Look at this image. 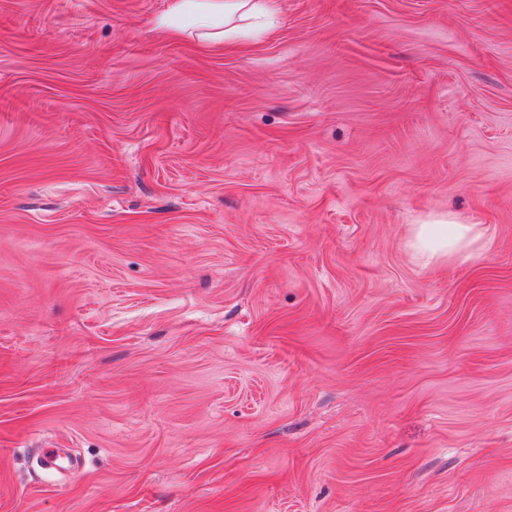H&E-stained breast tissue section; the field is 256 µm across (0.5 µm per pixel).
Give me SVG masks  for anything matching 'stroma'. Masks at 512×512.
<instances>
[{"label": "stroma", "instance_id": "1", "mask_svg": "<svg viewBox=\"0 0 512 512\" xmlns=\"http://www.w3.org/2000/svg\"><path fill=\"white\" fill-rule=\"evenodd\" d=\"M169 5L0 0V512H512V0ZM277 11L276 0H173L157 26L171 34L192 27L208 45L222 46L241 32L240 25L231 23L263 18L272 25ZM486 228L482 224H460L454 216H441L412 225L408 247L423 267L444 262L468 265L481 255Z\"/></svg>", "mask_w": 512, "mask_h": 512}]
</instances>
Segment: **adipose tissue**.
Returning <instances> with one entry per match:
<instances>
[{"instance_id":"ef3b65f1","label":"adipose tissue","mask_w":512,"mask_h":512,"mask_svg":"<svg viewBox=\"0 0 512 512\" xmlns=\"http://www.w3.org/2000/svg\"><path fill=\"white\" fill-rule=\"evenodd\" d=\"M276 14V0H173L158 26L172 34L192 27L200 30L208 45L221 46L239 35L240 21L262 18L270 24ZM485 238V226L441 216L413 225L408 247L421 266L445 262L462 266L479 258Z\"/></svg>"}]
</instances>
